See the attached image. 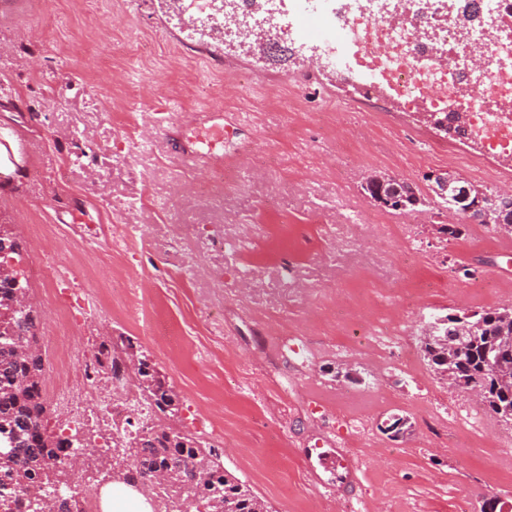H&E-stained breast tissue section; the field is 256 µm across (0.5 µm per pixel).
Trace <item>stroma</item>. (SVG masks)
Segmentation results:
<instances>
[{
	"label": "stroma",
	"mask_w": 512,
	"mask_h": 512,
	"mask_svg": "<svg viewBox=\"0 0 512 512\" xmlns=\"http://www.w3.org/2000/svg\"><path fill=\"white\" fill-rule=\"evenodd\" d=\"M288 47L230 49L222 16L191 22L179 0H0V137L23 152L0 168V224L25 267L78 255L84 272L62 285L99 306L61 330L29 279L43 356L129 337L182 430L207 431L270 512H480L490 497L512 512V426L422 351L437 318L512 307V234L467 220L452 239L436 203L386 211L361 189L385 174L427 196L448 169L497 191L512 156L475 159L392 95L359 98L304 41ZM256 150L276 165L255 166ZM227 164L216 203L198 184ZM395 417L410 427L394 440ZM315 447L349 457L354 479L315 478Z\"/></svg>",
	"instance_id": "stroma-1"
}]
</instances>
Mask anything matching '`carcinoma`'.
I'll list each match as a JSON object with an SVG mask.
<instances>
[{
	"label": "carcinoma",
	"mask_w": 512,
	"mask_h": 512,
	"mask_svg": "<svg viewBox=\"0 0 512 512\" xmlns=\"http://www.w3.org/2000/svg\"><path fill=\"white\" fill-rule=\"evenodd\" d=\"M363 190L375 204L392 210L421 204L415 189L405 182L372 175ZM481 223L512 232V201L485 209ZM21 260L22 248L7 227L0 226V252ZM27 279L18 282L24 290ZM16 288V289H18ZM16 289L0 281V311L10 308ZM11 338L0 340V446L11 450L7 466L0 465L10 489L0 496L14 504L13 512H33L32 498L59 486L56 512H71L77 502L67 496L74 482L66 467L51 465L74 439L49 427L43 395L45 361L38 346L36 316L29 309L2 320ZM468 331L446 341L422 343L425 359L434 372L453 377V385L462 390L484 392V409L506 423H512V308H498L473 315L465 321ZM31 345L25 355L16 352V344ZM99 363L112 379L121 380L133 373L140 393L151 405L156 423L132 438L131 465L122 473L120 483L149 480L158 469L167 475L159 486L168 502L178 497L191 499L194 512H267L246 486L224 470L223 463L208 444L183 433L170 424L178 414L175 394L165 377L149 367V358L128 339L105 340L98 344Z\"/></svg>",
	"instance_id": "cac0c4a2"
}]
</instances>
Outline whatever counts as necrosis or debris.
<instances>
[{
	"label": "necrosis or debris",
	"mask_w": 512,
	"mask_h": 512,
	"mask_svg": "<svg viewBox=\"0 0 512 512\" xmlns=\"http://www.w3.org/2000/svg\"><path fill=\"white\" fill-rule=\"evenodd\" d=\"M300 17L318 18L338 33L354 67L397 92L408 106L438 111L460 109L488 142L512 147V120L499 112L512 101V40L490 34L491 23L512 20V0H482L471 9L466 0H295ZM405 14L394 23L396 14ZM467 38L484 56L474 67L467 55L446 65L434 59L436 47ZM51 398L78 424L92 426L100 445L123 444L129 430L152 426L150 406L137 387L101 375L94 352L59 345L50 380Z\"/></svg>",
	"instance_id": "obj_1"
}]
</instances>
